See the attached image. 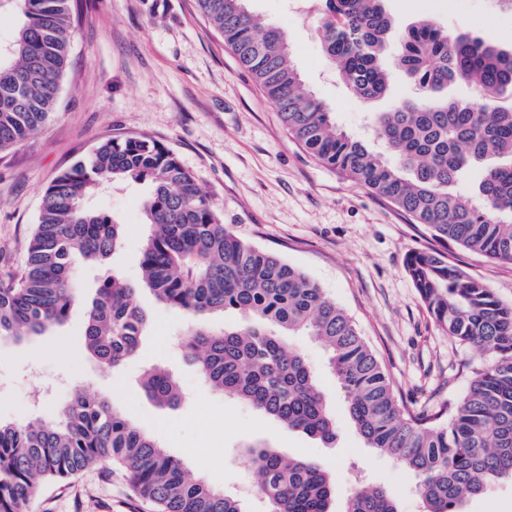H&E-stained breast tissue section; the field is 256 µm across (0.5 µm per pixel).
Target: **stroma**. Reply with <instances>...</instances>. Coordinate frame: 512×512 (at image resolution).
I'll list each match as a JSON object with an SVG mask.
<instances>
[{
  "instance_id": "obj_1",
  "label": "stroma",
  "mask_w": 512,
  "mask_h": 512,
  "mask_svg": "<svg viewBox=\"0 0 512 512\" xmlns=\"http://www.w3.org/2000/svg\"><path fill=\"white\" fill-rule=\"evenodd\" d=\"M249 7L287 33L303 81L348 133L371 138L367 113L388 111L395 100L413 95L396 77L384 98L353 96L323 53L320 16L306 0H250ZM384 7L397 37L429 18L445 31L512 47V13L496 10L493 0H384ZM72 10L76 33L56 111L37 134L0 153V270H22L43 193L63 171L89 159L104 140L144 134L193 174L224 224L304 272L349 314L404 399L443 407L464 395L488 357L433 322L406 264L412 253L435 247V240L289 136L196 0H72ZM146 192V185L130 181L92 201L125 225L113 264L136 286L134 301L149 317L139 353L114 371L92 360L85 350L83 303L50 335L24 345L1 341L0 421L57 422L73 391L87 388L111 396L192 476L236 495L246 512H266L239 455L249 440L319 462L335 478L337 504L369 484L386 489L398 512H421L414 474L366 447L349 422L326 349L310 337L288 342L327 394L336 418L333 445L286 430L203 383L196 364L175 344L190 316L159 304L141 286ZM448 261L512 305V264L453 244ZM152 364L178 381L184 395L179 406L157 407L142 393L143 370ZM29 512L154 508L135 497L119 468L98 465L66 485L43 487Z\"/></svg>"
}]
</instances>
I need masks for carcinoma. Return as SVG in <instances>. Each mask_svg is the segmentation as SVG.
Returning <instances> with one entry per match:
<instances>
[{
  "mask_svg": "<svg viewBox=\"0 0 512 512\" xmlns=\"http://www.w3.org/2000/svg\"><path fill=\"white\" fill-rule=\"evenodd\" d=\"M317 2L320 40L336 75L361 98L384 95L393 23L382 0ZM197 3L288 133L316 160L387 199L443 248L451 242L512 263V106L495 103L512 88V49L450 35L427 18L410 25L395 47L394 67L417 95L369 115L374 145L336 125L292 65L286 32L262 23L248 0ZM15 4L19 26L0 44V152L37 133L54 112L74 33L71 0H0V10ZM458 82L472 87L476 100L448 96ZM474 168L481 176L467 195L458 184ZM127 181L150 189L142 202L149 226L141 247L145 287L191 316L244 318L222 334L202 323L184 332L180 346L209 387L288 430L333 443L336 421L326 394L286 342L306 335L326 347L365 445L416 475L423 512H464L465 501L488 484L512 480V306L448 264L443 249L413 254L409 273L433 321L491 362L475 371L453 406L411 407L345 311L304 273L224 226L194 176L145 135L100 143L45 190L25 268L0 276V341H31L65 323L79 300L72 278L78 260H107L123 237L120 219L88 200ZM135 292L119 269L108 268L88 305L87 350L102 366L119 367L145 335L148 317L133 303ZM141 387L161 406L182 400L175 379L158 368L144 372ZM241 456L268 512H333L334 482L318 462L252 441ZM102 464L122 468L156 512H245L237 497L188 475L107 395L83 388L56 423L0 422V512H28L42 486ZM343 512L398 510L384 488L363 486Z\"/></svg>",
  "mask_w": 512,
  "mask_h": 512,
  "instance_id": "carcinoma-1",
  "label": "carcinoma"
}]
</instances>
